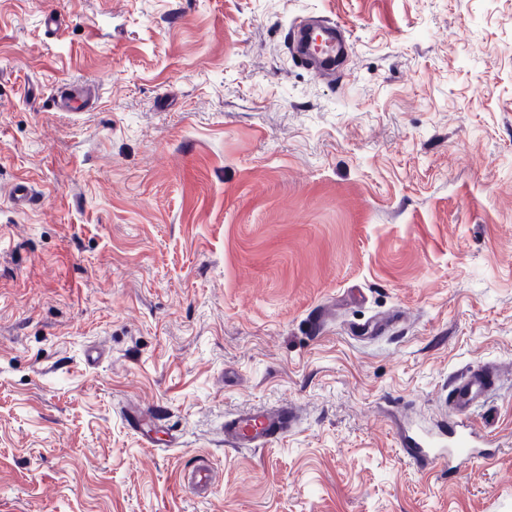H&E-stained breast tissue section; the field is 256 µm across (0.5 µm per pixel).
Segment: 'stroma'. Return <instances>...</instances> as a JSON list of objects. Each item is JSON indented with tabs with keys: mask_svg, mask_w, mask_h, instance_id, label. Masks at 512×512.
Segmentation results:
<instances>
[{
	"mask_svg": "<svg viewBox=\"0 0 512 512\" xmlns=\"http://www.w3.org/2000/svg\"><path fill=\"white\" fill-rule=\"evenodd\" d=\"M305 16L348 32L335 83ZM484 363L485 454L416 469ZM0 512H512V0H0ZM305 21L302 20L296 26H293L292 39L293 43L296 42L294 49L302 57L310 58L319 63L320 67L315 70L316 73L325 78H330L335 72L325 67L332 66L335 63L336 56L346 50V45L336 40V35L341 32L344 25L326 22L320 26L305 29ZM312 30L316 31L318 35L315 42L310 44L308 37ZM97 101L96 86L85 84L71 86L62 84L58 87L53 105L59 109H84ZM297 413L288 404L253 408L224 419V443L232 448H263L288 436Z\"/></svg>",
	"mask_w": 512,
	"mask_h": 512,
	"instance_id": "stroma-1",
	"label": "stroma"
}]
</instances>
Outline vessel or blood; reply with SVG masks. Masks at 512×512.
<instances>
[{"mask_svg":"<svg viewBox=\"0 0 512 512\" xmlns=\"http://www.w3.org/2000/svg\"><path fill=\"white\" fill-rule=\"evenodd\" d=\"M341 24L328 22L308 30L297 24L292 32L295 51L319 63V75L330 77V68L336 56L343 53L345 45L336 36ZM97 100L96 87L92 84L58 87L53 104L59 109L78 110ZM498 376L483 369L455 377L445 399L451 417L442 421L437 429L416 438H408L404 452L421 470L440 464L459 465L471 461L477 431L469 418L472 408L485 402L494 390ZM297 424V413L288 404L274 407L253 408L237 412L224 420V442L233 448H262L285 438Z\"/></svg>","mask_w":512,"mask_h":512,"instance_id":"obj_1","label":"vessel or blood"}]
</instances>
